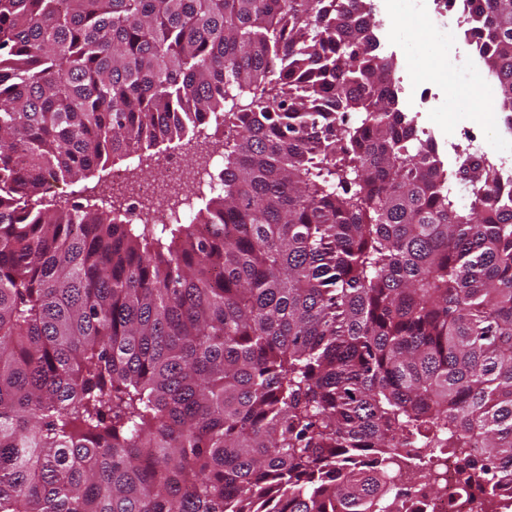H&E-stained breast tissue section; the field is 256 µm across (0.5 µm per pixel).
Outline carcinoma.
Returning <instances> with one entry per match:
<instances>
[{"mask_svg":"<svg viewBox=\"0 0 512 512\" xmlns=\"http://www.w3.org/2000/svg\"><path fill=\"white\" fill-rule=\"evenodd\" d=\"M475 2L512 113V0ZM376 27L369 0H0V512H400L396 478L464 447L512 482V195L443 168ZM208 122L184 224L37 199Z\"/></svg>","mask_w":512,"mask_h":512,"instance_id":"obj_1","label":"carcinoma"}]
</instances>
